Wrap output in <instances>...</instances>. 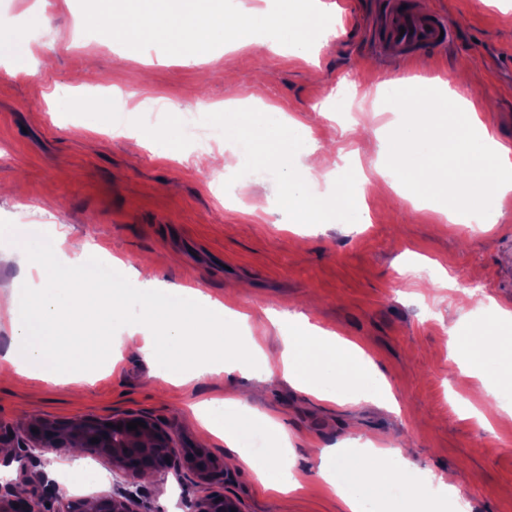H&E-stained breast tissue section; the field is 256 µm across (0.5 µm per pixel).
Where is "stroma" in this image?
Here are the masks:
<instances>
[{"instance_id": "35a3bbf8", "label": "stroma", "mask_w": 512, "mask_h": 512, "mask_svg": "<svg viewBox=\"0 0 512 512\" xmlns=\"http://www.w3.org/2000/svg\"><path fill=\"white\" fill-rule=\"evenodd\" d=\"M325 2L335 9L338 35L306 62L281 51L257 56L248 47L218 48L191 64L154 46L129 57L104 35L84 31L75 0L47 12L45 28L32 37L42 62L38 77L9 75L0 59V184L23 183L21 194L0 195V303L19 274L2 244L26 225L62 232L69 254L96 244L126 260L145 257L160 280L233 297L251 311L301 312L312 325L361 341L390 382L399 412L321 402L294 389L277 366L175 386L123 346L120 372L91 386L26 376L0 382V430H20L33 418L144 414L170 428L179 447L203 445L224 461L223 477L208 488L187 471L136 481L130 490L140 512H184L182 494L209 489L237 500L242 512H341L317 474L318 453L348 439L406 449L410 469L424 480L455 474L473 512H512V422L490 432L457 412L455 392L479 380L464 376L448 351L449 330L460 319L473 331L486 327L485 314L462 310V288L512 310V277L502 272L512 261V196L493 224H451L434 206L391 192L361 196L370 216L361 227L306 224L295 207H281L275 178L243 180L196 167L202 149L193 125L221 128L224 115L214 106L232 97L278 105L309 125L322 146L370 171L375 136L398 113L379 95L382 78L405 86L445 77L465 58L478 66L455 91L488 97L481 119L512 148V0H421L449 21L454 39L446 52L429 53L431 67H420L414 54L398 69L370 44L384 0ZM90 58L98 89L84 100L86 111L100 115L96 133L65 108ZM344 77L350 99L341 113L328 95ZM167 104L171 122L187 129L179 159L113 135L114 113L136 123L141 108ZM354 124L363 138L351 137ZM220 393L239 396L245 413L285 427L299 491L267 496L249 468L232 462L224 442L204 439L189 407ZM115 487L109 462L69 448L24 463L0 455V492L95 497Z\"/></svg>"}]
</instances>
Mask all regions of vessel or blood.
<instances>
[{"label": "vessel or blood", "instance_id": "vessel-or-blood-1", "mask_svg": "<svg viewBox=\"0 0 512 512\" xmlns=\"http://www.w3.org/2000/svg\"><path fill=\"white\" fill-rule=\"evenodd\" d=\"M448 29L444 17L421 8L417 0H391L375 25L374 46L384 54L434 51L449 45Z\"/></svg>", "mask_w": 512, "mask_h": 512}]
</instances>
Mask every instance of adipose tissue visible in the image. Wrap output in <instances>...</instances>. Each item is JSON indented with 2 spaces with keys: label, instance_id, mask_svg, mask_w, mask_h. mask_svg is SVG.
<instances>
[{
  "label": "adipose tissue",
  "instance_id": "adipose-tissue-1",
  "mask_svg": "<svg viewBox=\"0 0 512 512\" xmlns=\"http://www.w3.org/2000/svg\"><path fill=\"white\" fill-rule=\"evenodd\" d=\"M45 22L43 11L34 6L23 24L0 29V44L11 49V72L37 75L30 43ZM484 105L481 99L442 97L430 85L409 84L402 92L401 117L381 141L380 160L364 177V189H403L413 203L438 200L440 212L453 224L470 223L480 212L487 222H495L501 200L512 193V149L500 144L479 120ZM224 111L225 132L236 147H247L249 161L274 172L284 200L309 209L320 220L368 223L367 208H349L347 193L314 195L313 187L325 172L317 165L298 164L300 157L321 151L302 120L267 104L243 113L228 101ZM65 242V234L57 233L49 238L26 235L16 244L21 286L4 309L12 343L0 356V377L34 375L55 385L85 379L89 361L111 341L113 328L122 325L127 342L156 364L158 375L182 385L268 363L262 339L253 333L267 320L285 333L279 361L284 377L297 390L332 403L372 401L398 407L388 379L358 343L309 324L304 314L244 312L232 301L183 284L133 294L125 284L140 272L131 263L116 257L111 279L88 277L82 267L63 263ZM132 303L137 311L130 324L126 317ZM449 346L475 377L497 383L490 411L479 410L469 398L460 399L459 411L487 428L512 421V405L504 402L505 396H512V382H500L503 374L512 375V336L488 330L476 338L458 325L450 331ZM241 407V399L227 395L193 405L191 414L206 432L233 449L265 492L278 497L301 489L293 473L276 465L281 455L276 443L285 439V432L272 419L241 415ZM259 429L267 432L270 442L263 454L247 443L248 433ZM319 459L320 478L346 512H405L407 501L414 502L418 512H440L426 503L415 485H408L401 497L393 496L395 459L390 450L373 445L344 448L320 454Z\"/></svg>",
  "mask_w": 512,
  "mask_h": 512
}]
</instances>
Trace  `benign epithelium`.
<instances>
[{
    "instance_id": "benign-epithelium-1",
    "label": "benign epithelium",
    "mask_w": 512,
    "mask_h": 512,
    "mask_svg": "<svg viewBox=\"0 0 512 512\" xmlns=\"http://www.w3.org/2000/svg\"><path fill=\"white\" fill-rule=\"evenodd\" d=\"M141 421L143 427L130 431L127 423ZM122 429H117V425ZM99 442L93 443L91 439ZM76 444L88 455L103 458L112 465L117 478L133 475L129 459L133 455L150 458L153 474H166L186 466L200 479L206 481L216 472L223 471L218 462L202 448H179L169 429L160 426L152 418L141 414L120 413L112 415L110 422L95 418L58 422L33 419L23 429V437L16 447L23 456L35 459L49 448H67ZM89 499L85 497H57L56 505L46 506L41 495L26 499L0 495V512H87ZM96 512H139L132 495L118 490L94 499ZM190 512H240L238 504L222 493L197 495L190 501Z\"/></svg>"
}]
</instances>
